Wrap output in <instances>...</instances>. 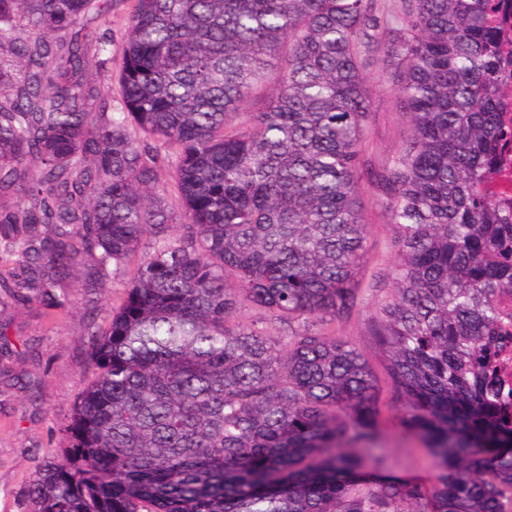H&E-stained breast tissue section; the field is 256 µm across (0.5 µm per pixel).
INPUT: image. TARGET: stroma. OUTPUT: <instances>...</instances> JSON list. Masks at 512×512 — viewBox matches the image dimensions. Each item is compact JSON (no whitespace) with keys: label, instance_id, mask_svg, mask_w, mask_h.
I'll return each mask as SVG.
<instances>
[{"label":"stroma","instance_id":"1","mask_svg":"<svg viewBox=\"0 0 512 512\" xmlns=\"http://www.w3.org/2000/svg\"><path fill=\"white\" fill-rule=\"evenodd\" d=\"M368 88L372 113L360 169L366 256L355 303L333 330L368 358L378 378L383 451L380 462L367 466L368 479L396 480L423 491L435 484L436 471L426 448L398 424L400 409L370 336L376 305L393 293L397 252L381 179L407 136L408 123L394 82L372 68ZM106 279L105 290L69 277L54 288H28L12 298L0 294V512H31V477L61 451L60 424L91 372V333L107 327L128 283L119 270H107Z\"/></svg>","mask_w":512,"mask_h":512}]
</instances>
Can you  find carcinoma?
<instances>
[{"label": "carcinoma", "mask_w": 512, "mask_h": 512, "mask_svg": "<svg viewBox=\"0 0 512 512\" xmlns=\"http://www.w3.org/2000/svg\"><path fill=\"white\" fill-rule=\"evenodd\" d=\"M0 0V288L124 265L93 377L31 479L32 512H512V212L491 0ZM108 32L89 48L90 9ZM408 134L385 178L395 293L372 336L427 496L369 483L378 379L330 327L367 228L362 53ZM119 95L90 71L112 70ZM177 225L171 240L167 229ZM92 264H86L85 258ZM255 308L295 325L273 337ZM503 129L508 145L499 160L498 171L488 184L489 189L506 205L512 202V96L502 103ZM497 371L502 382V388L499 394L500 400L502 403L510 406L512 401V345L510 351V343L507 344V348L499 356Z\"/></svg>", "instance_id": "cac0c4a2"}]
</instances>
